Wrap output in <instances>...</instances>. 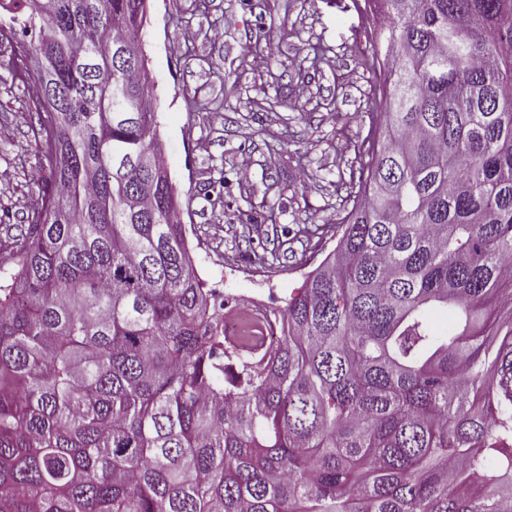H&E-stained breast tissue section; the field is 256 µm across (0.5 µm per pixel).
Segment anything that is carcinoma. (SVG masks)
Returning <instances> with one entry per match:
<instances>
[{"label":"carcinoma","mask_w":512,"mask_h":512,"mask_svg":"<svg viewBox=\"0 0 512 512\" xmlns=\"http://www.w3.org/2000/svg\"><path fill=\"white\" fill-rule=\"evenodd\" d=\"M370 1L363 199L265 347L114 97L145 0H0L50 171L0 248V512H512V0Z\"/></svg>","instance_id":"carcinoma-1"}]
</instances>
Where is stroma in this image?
<instances>
[{
  "mask_svg": "<svg viewBox=\"0 0 512 512\" xmlns=\"http://www.w3.org/2000/svg\"><path fill=\"white\" fill-rule=\"evenodd\" d=\"M375 25L353 0H149L141 39L164 159L210 287L277 302L334 248L290 230L340 223L353 205L381 109ZM312 45L328 49L316 69ZM16 50L0 43L1 242L42 188L23 89L6 68Z\"/></svg>",
  "mask_w": 512,
  "mask_h": 512,
  "instance_id": "1",
  "label": "stroma"
}]
</instances>
